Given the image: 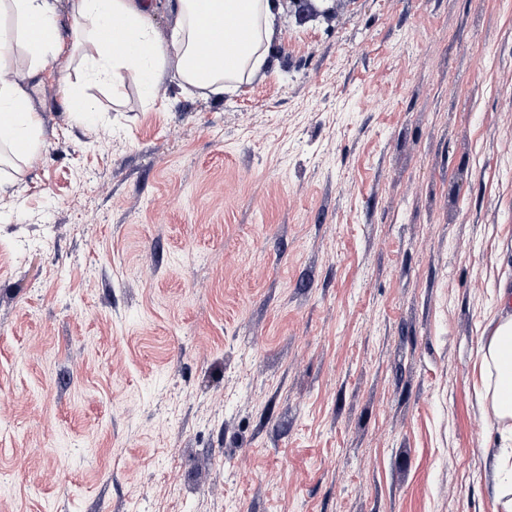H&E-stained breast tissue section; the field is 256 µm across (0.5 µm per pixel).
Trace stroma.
I'll use <instances>...</instances> for the list:
<instances>
[{"instance_id":"obj_1","label":"stroma","mask_w":512,"mask_h":512,"mask_svg":"<svg viewBox=\"0 0 512 512\" xmlns=\"http://www.w3.org/2000/svg\"><path fill=\"white\" fill-rule=\"evenodd\" d=\"M283 3L232 94L113 96L68 36L30 82L0 512H497L512 0ZM499 299L506 312L490 324L487 341L481 348L480 378L484 401L507 444L512 443V289L507 277L501 280Z\"/></svg>"}]
</instances>
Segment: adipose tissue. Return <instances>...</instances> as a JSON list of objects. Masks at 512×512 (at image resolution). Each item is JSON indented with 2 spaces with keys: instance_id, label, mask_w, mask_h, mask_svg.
<instances>
[{
  "instance_id": "1",
  "label": "adipose tissue",
  "mask_w": 512,
  "mask_h": 512,
  "mask_svg": "<svg viewBox=\"0 0 512 512\" xmlns=\"http://www.w3.org/2000/svg\"><path fill=\"white\" fill-rule=\"evenodd\" d=\"M168 37L155 34L152 0H71L83 60L93 79L120 90L125 74L138 72L145 96H153L165 69L184 85L213 93L234 92L262 73L283 14L282 0H172ZM20 23L16 39L0 41V67L14 49L30 58L26 71L0 80V146L15 160L39 151L42 120L27 91L29 81L55 60L62 44L58 0H0V20ZM209 30L214 55L201 56L200 35ZM504 308L481 349L484 400L508 445L495 458L499 512H512V285L501 282Z\"/></svg>"
}]
</instances>
